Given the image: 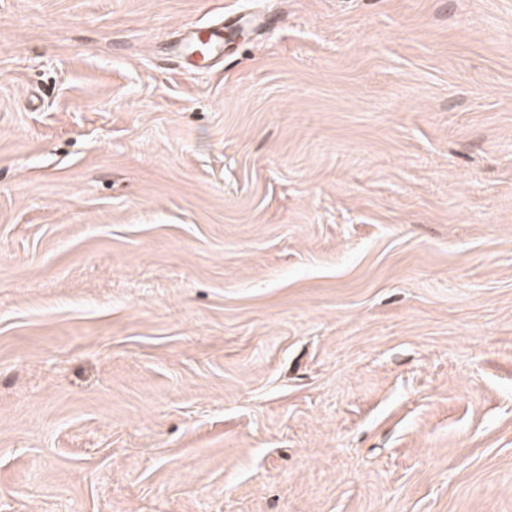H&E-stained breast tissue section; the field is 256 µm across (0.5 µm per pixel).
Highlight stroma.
Here are the masks:
<instances>
[{
	"label": "stroma",
	"instance_id": "obj_1",
	"mask_svg": "<svg viewBox=\"0 0 512 512\" xmlns=\"http://www.w3.org/2000/svg\"><path fill=\"white\" fill-rule=\"evenodd\" d=\"M0 512H512V0H0ZM237 23L236 18L225 17L224 24H216L209 28H196L186 33L182 42L178 44V49L181 45L189 46L191 51L198 50L199 55L203 58H212L216 55L224 56L223 41H224V26H231ZM201 47V48H200Z\"/></svg>",
	"mask_w": 512,
	"mask_h": 512
}]
</instances>
